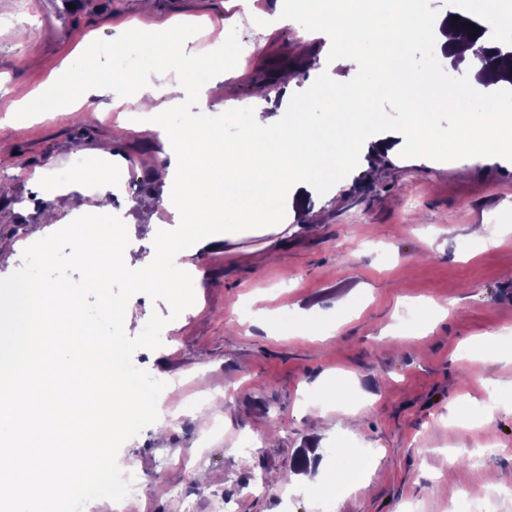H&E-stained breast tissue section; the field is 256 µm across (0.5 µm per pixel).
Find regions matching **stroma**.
Here are the masks:
<instances>
[{
	"label": "stroma",
	"instance_id": "1",
	"mask_svg": "<svg viewBox=\"0 0 512 512\" xmlns=\"http://www.w3.org/2000/svg\"><path fill=\"white\" fill-rule=\"evenodd\" d=\"M279 6L257 0V14L237 15L225 0H0V278L22 265L17 242L57 230L43 221L52 201L30 175L73 173L93 155L120 176L112 212L128 224L125 262L163 249L154 222L167 217L160 203L170 159L157 134L137 130L108 95L88 99L80 124L67 113L7 110L31 100L65 63L108 71L116 53L133 52L136 70L149 69L151 52L139 35H125L127 23L143 31L192 17L200 25L191 48H254L231 62L222 83L203 64L184 71V85L212 84L210 110L198 114L195 98L183 97L164 115L170 125L217 124L225 140L247 147L249 114L260 105L254 89L275 63L293 83L286 95L269 87L274 109L300 103L312 126L339 125L336 90L321 85L339 44L304 40L298 0L293 23L266 26L264 15ZM89 34L96 44L88 61L74 49ZM407 59L439 75L438 95L465 83L430 42L412 43ZM343 77L344 86H369L371 118L370 143L346 176L316 180L301 204L282 196L279 225L245 226L194 254L203 277L177 318L167 302L137 297L128 335L151 314L168 319L161 347L134 358L168 384L163 407L173 422L165 440L149 426L121 446L145 475L127 512H178L180 489L202 508L223 492L237 512H401L409 500L422 512H454L462 495L490 494L487 474L512 484V362L459 354L489 333L512 352V152L423 157L403 138L394 87L358 64ZM383 138L394 149L379 159L372 143ZM259 289L267 316L239 318ZM338 377L344 399L316 417L323 386ZM494 383L503 407L489 430L483 401ZM214 421L223 422V438H207ZM345 441L373 451L361 478L334 459ZM453 452L464 460L451 472ZM258 473L288 481L254 496L248 485Z\"/></svg>",
	"mask_w": 512,
	"mask_h": 512
}]
</instances>
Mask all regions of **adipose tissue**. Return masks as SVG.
Instances as JSON below:
<instances>
[{
	"mask_svg": "<svg viewBox=\"0 0 512 512\" xmlns=\"http://www.w3.org/2000/svg\"><path fill=\"white\" fill-rule=\"evenodd\" d=\"M422 0H390L388 13L376 24L346 20L353 38L361 42L360 55L340 51L334 71L326 72L324 86L339 84L340 69L362 63L373 72L389 69L399 90L405 121V137L423 154L453 153L474 157L488 149L512 148V115H489L474 110L470 104L476 92L495 96L496 85L468 84L448 95V108L460 121L458 136L449 142L439 141L434 134V90L432 73L419 72L405 61L408 45L417 40L445 46L448 36L442 31L443 21L422 9ZM182 27L173 22L156 25L140 37L153 51L152 73L140 71L91 73L84 67L64 66L60 78L69 90L68 97L56 92V84L48 83L36 91L44 112H71L95 92L111 90L114 105H127L138 112L139 130L158 133L165 153L173 164L162 194V207L174 217L181 231L170 244L168 257L152 253L138 266L113 261L104 266L98 249L78 237L74 253L87 271V285L105 287L108 277L123 278L138 288H167L171 285L169 269L184 257L210 247L237 230L238 224H275L280 219L278 202L282 187H289L294 198L301 199L313 180L340 177L366 136L367 116L354 110L360 93H347L344 101L349 117L339 128L313 129L303 119V109L291 107L289 115H273L263 111L251 114L252 140L249 149L232 147L220 127L195 134L192 125L176 127L163 119L175 106L187 87L169 83V76L193 68L198 59L181 47ZM80 180L68 188L56 187L47 171H37L32 181L43 187L62 213L73 215L84 210L81 200L82 180L93 179L96 185L97 214L112 211L116 182L110 170L92 161ZM236 207L238 224H213L209 217L227 207Z\"/></svg>",
	"mask_w": 512,
	"mask_h": 512,
	"instance_id": "obj_1",
	"label": "adipose tissue"
}]
</instances>
